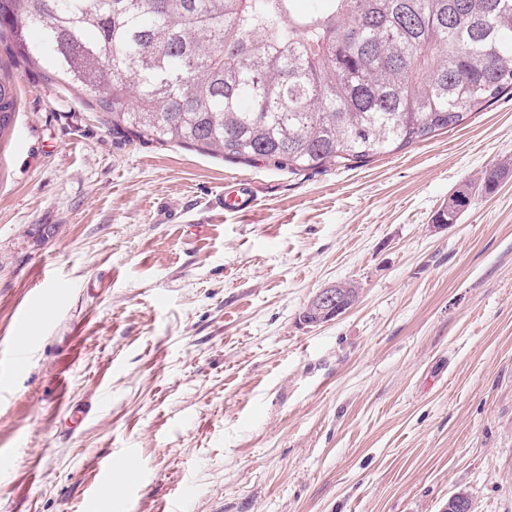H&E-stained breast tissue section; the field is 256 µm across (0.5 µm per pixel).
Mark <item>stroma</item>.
Instances as JSON below:
<instances>
[{
    "label": "stroma",
    "mask_w": 512,
    "mask_h": 512,
    "mask_svg": "<svg viewBox=\"0 0 512 512\" xmlns=\"http://www.w3.org/2000/svg\"><path fill=\"white\" fill-rule=\"evenodd\" d=\"M0 71V512H87L105 463L122 512H512V174L432 225L512 164V95L294 174L117 137L7 34ZM234 178L256 202L230 214ZM343 280L358 301L304 324ZM16 106L14 83L9 76L0 74V136L12 126ZM509 172L506 166H494L485 171L477 188L470 184H465L461 188L448 195V200L444 201L433 217L434 226L444 224H456L469 208L474 192L481 190L491 191L495 188L499 180ZM342 291L345 292L346 303L350 304L349 308L352 307L359 297V288L355 283L352 282H340ZM338 288H334L330 286L328 288H323L320 290L316 296L310 301L313 307H317L318 310L324 312H328L326 318L322 321H318L314 323V326L321 325L325 322L331 321L332 319L338 317L348 309L338 308L340 302V296L337 291Z\"/></svg>",
    "instance_id": "obj_1"
}]
</instances>
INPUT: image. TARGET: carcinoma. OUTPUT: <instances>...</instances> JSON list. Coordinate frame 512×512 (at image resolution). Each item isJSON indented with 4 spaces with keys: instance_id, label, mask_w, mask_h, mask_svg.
<instances>
[{
    "instance_id": "cac0c4a2",
    "label": "carcinoma",
    "mask_w": 512,
    "mask_h": 512,
    "mask_svg": "<svg viewBox=\"0 0 512 512\" xmlns=\"http://www.w3.org/2000/svg\"><path fill=\"white\" fill-rule=\"evenodd\" d=\"M112 133L296 173L358 167L512 93V0H0V30ZM14 83L0 76V136ZM478 186L448 195L456 224Z\"/></svg>"
}]
</instances>
